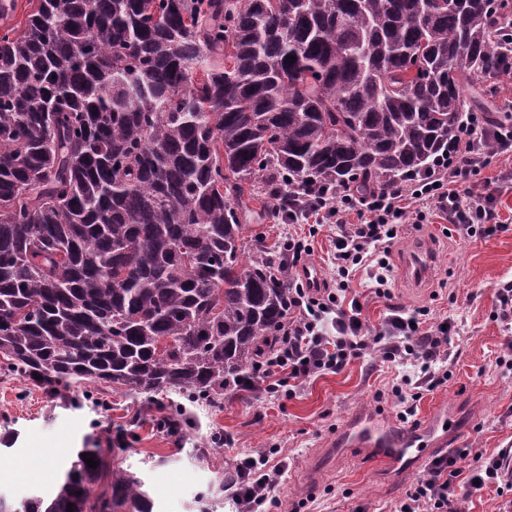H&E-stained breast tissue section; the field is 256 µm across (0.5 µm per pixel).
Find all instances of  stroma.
I'll return each instance as SVG.
<instances>
[{"label":"stroma","instance_id":"stroma-1","mask_svg":"<svg viewBox=\"0 0 512 512\" xmlns=\"http://www.w3.org/2000/svg\"><path fill=\"white\" fill-rule=\"evenodd\" d=\"M471 109L491 121L512 120V71L476 77L466 92ZM471 183L491 185L501 231L490 237L448 234V219L430 210L422 224H403L391 247L390 298L377 297L370 270L361 268L349 281L371 329H379L388 304L407 310L427 308V323L455 322L447 383L421 390L412 425H420L432 402L457 407L463 415L459 467L469 468L476 455L490 457L512 448V326L503 321L497 289L512 281V157L492 155ZM330 222L316 218L288 221L257 212L242 222L247 247L282 253L288 238L310 248L303 265L319 266L325 285L336 279ZM428 250L432 264L421 282L406 266L415 253ZM397 369L371 352L340 372L315 376L295 394L267 396L262 389H227L218 404L191 407L190 437L160 428L161 409L144 398L113 392L108 412L89 407L51 405L40 391H24L21 381L0 377V437L14 434L11 448L0 450V495L18 504L38 495L51 497L93 430L116 436L125 430V448L115 460L142 477L154 503L153 512H237L225 491L236 459L269 448L287 470L276 489L272 512H394L414 476H394L359 450L332 452L337 430L354 413L373 411L398 424L391 393ZM230 437L222 445L220 437ZM208 441L210 452L198 459L193 444Z\"/></svg>","mask_w":512,"mask_h":512}]
</instances>
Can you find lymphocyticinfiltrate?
<instances>
[{"label":"lymphocytic infiltrate","mask_w":512,"mask_h":512,"mask_svg":"<svg viewBox=\"0 0 512 512\" xmlns=\"http://www.w3.org/2000/svg\"><path fill=\"white\" fill-rule=\"evenodd\" d=\"M496 139L498 152L512 156V125L488 129L483 113H468L455 147L430 173L416 176L410 183L384 192L360 196L339 186L325 188L314 210L336 219L335 287L315 290L294 285L288 289L290 317L282 328L272 354L257 363L246 388L264 382L269 394L281 387L296 388L311 377L341 371L352 359L379 349L384 361L412 368L418 384L433 389L448 380L450 346L456 333L454 323L423 329L426 309L406 311L390 307L377 334H370L358 297L349 293L353 272L369 266L378 296L389 297L387 287L389 255L393 235L401 224L421 222L428 207L445 213L459 234L489 237L500 225L493 208L491 191L463 192L487 164L484 143ZM357 223H348V214ZM502 456L475 459L469 470H461L453 455L435 458L419 477L395 512H457L456 504L477 487L499 484ZM231 496L238 512H260L274 503V492L284 474L283 464H272L270 455L260 451L240 459Z\"/></svg>","instance_id":"f902f5d3"}]
</instances>
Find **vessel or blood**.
<instances>
[{"label":"vessel or blood","mask_w":512,"mask_h":512,"mask_svg":"<svg viewBox=\"0 0 512 512\" xmlns=\"http://www.w3.org/2000/svg\"><path fill=\"white\" fill-rule=\"evenodd\" d=\"M459 436L455 417L439 405L412 431L389 426L379 415L366 414L346 421L336 438L366 449L383 469L395 475L418 470L431 456L453 447Z\"/></svg>","instance_id":"1"}]
</instances>
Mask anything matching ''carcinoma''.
<instances>
[{"label": "carcinoma", "mask_w": 512, "mask_h": 512, "mask_svg": "<svg viewBox=\"0 0 512 512\" xmlns=\"http://www.w3.org/2000/svg\"><path fill=\"white\" fill-rule=\"evenodd\" d=\"M29 4L22 25L0 6V375L74 409L175 393L176 432L286 319L288 263L246 255L250 202L286 215L302 185L434 167L502 64L494 0ZM87 441L52 498L0 512H152L120 465L93 495L114 448Z\"/></svg>", "instance_id": "1"}]
</instances>
